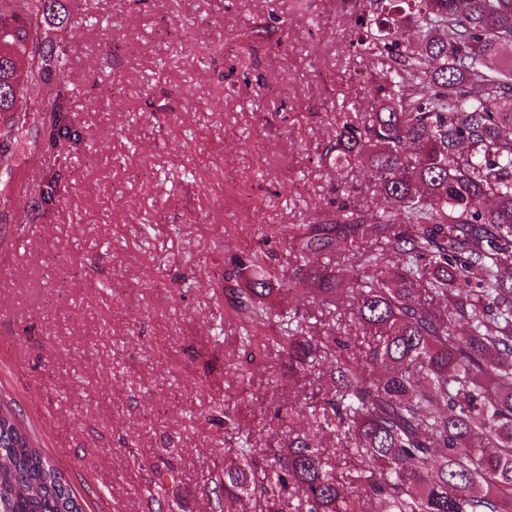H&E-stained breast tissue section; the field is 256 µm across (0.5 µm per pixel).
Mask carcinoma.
Listing matches in <instances>:
<instances>
[{"label": "carcinoma", "mask_w": 512, "mask_h": 512, "mask_svg": "<svg viewBox=\"0 0 512 512\" xmlns=\"http://www.w3.org/2000/svg\"><path fill=\"white\" fill-rule=\"evenodd\" d=\"M357 18L356 51L382 65L373 111L333 130L325 163L341 180L354 168L374 182L381 209L350 194L299 228L294 278L326 302H349L369 337L352 353L337 324L319 336L288 317L273 337L288 366L305 372L330 356L325 391L283 449L249 446L224 463L214 493L222 512L255 501L260 512H512V0H370ZM62 0H0V168L32 136L30 112L48 102L49 138L76 136L57 31ZM372 232L357 274L331 264ZM330 263L312 268L308 260ZM266 257L235 260L245 287L229 289L252 346L272 322ZM0 417V512H85L61 470L27 430L5 435ZM339 440L346 470L323 449Z\"/></svg>", "instance_id": "carcinoma-1"}]
</instances>
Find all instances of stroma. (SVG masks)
<instances>
[{
	"mask_svg": "<svg viewBox=\"0 0 512 512\" xmlns=\"http://www.w3.org/2000/svg\"><path fill=\"white\" fill-rule=\"evenodd\" d=\"M63 3L57 82L79 139L36 135L0 169V405L86 512H215L213 481L243 437L281 447L301 422L275 409L323 391L324 363L296 374L272 347L245 378L227 372L243 357L228 289L235 257L261 250L276 283L293 282L299 261L268 231L315 223L336 199L330 134L372 110L383 78L353 46L369 4ZM293 284L272 305L305 329L347 308Z\"/></svg>",
	"mask_w": 512,
	"mask_h": 512,
	"instance_id": "1",
	"label": "stroma"
}]
</instances>
